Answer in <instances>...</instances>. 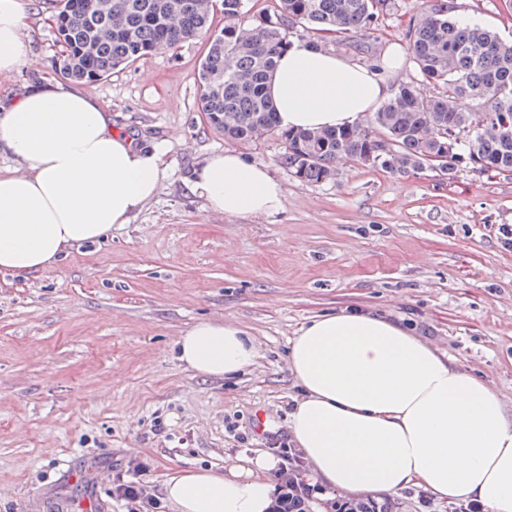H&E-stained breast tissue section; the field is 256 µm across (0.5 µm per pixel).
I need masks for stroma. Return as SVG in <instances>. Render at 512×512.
Masks as SVG:
<instances>
[{
	"instance_id": "obj_1",
	"label": "stroma",
	"mask_w": 512,
	"mask_h": 512,
	"mask_svg": "<svg viewBox=\"0 0 512 512\" xmlns=\"http://www.w3.org/2000/svg\"><path fill=\"white\" fill-rule=\"evenodd\" d=\"M31 63L0 75L19 95L58 77L51 0H27ZM423 0L377 33L404 41ZM462 19L512 40V0H472ZM196 38L84 90L124 131L165 142L166 175L130 223L32 274L0 270V512H170L161 480L223 469L287 429L300 388L289 341L311 318L361 308L401 321L512 409V173L395 176L346 160L311 184L271 135L242 145L285 188L270 216L211 212L187 181L223 135L199 112ZM255 339L247 372L194 375L175 341L197 321Z\"/></svg>"
}]
</instances>
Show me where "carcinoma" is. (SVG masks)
Masks as SVG:
<instances>
[{
    "instance_id": "cac0c4a2",
    "label": "carcinoma",
    "mask_w": 512,
    "mask_h": 512,
    "mask_svg": "<svg viewBox=\"0 0 512 512\" xmlns=\"http://www.w3.org/2000/svg\"><path fill=\"white\" fill-rule=\"evenodd\" d=\"M86 13L80 0H57L62 76L96 83L120 66L157 50L211 33L198 74V108L224 139L239 144L275 134L279 163L296 178L332 181L336 159L392 175L438 170L452 179L461 168L512 172V42L478 23L460 21L457 0H426L427 13L405 39L418 77L399 84L368 118L331 130H281L266 87L292 38L336 45L360 61L368 39L398 12V0H279L274 13L245 20L246 0H220L224 26L213 24L210 0H97ZM453 146L448 159L444 150ZM275 512H311L285 485Z\"/></svg>"
}]
</instances>
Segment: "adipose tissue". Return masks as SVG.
<instances>
[{
  "label": "adipose tissue",
  "instance_id": "1",
  "mask_svg": "<svg viewBox=\"0 0 512 512\" xmlns=\"http://www.w3.org/2000/svg\"><path fill=\"white\" fill-rule=\"evenodd\" d=\"M26 0H0V74L24 65ZM269 94L280 128L346 127L387 94L376 72L296 42L279 58ZM0 269L34 273L68 248L106 237L156 193L164 142L116 128L99 99L53 79L0 97ZM192 192L227 217L272 215L283 185L269 168L226 149L192 171ZM194 374L221 380L250 369L254 338L230 321L201 320L176 341ZM299 388L288 419L309 477L348 495L421 486L446 502L512 512V412L482 380L400 324L369 311L312 318L290 342ZM278 460L242 456L224 471L166 476L173 512H270Z\"/></svg>",
  "mask_w": 512,
  "mask_h": 512
}]
</instances>
